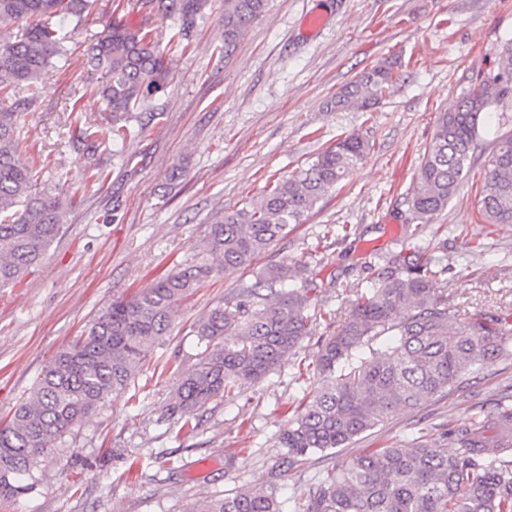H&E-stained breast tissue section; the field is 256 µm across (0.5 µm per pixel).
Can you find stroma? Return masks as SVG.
<instances>
[{
	"label": "stroma",
	"instance_id": "stroma-1",
	"mask_svg": "<svg viewBox=\"0 0 512 512\" xmlns=\"http://www.w3.org/2000/svg\"><path fill=\"white\" fill-rule=\"evenodd\" d=\"M325 19L309 36L306 17ZM224 0L198 19L183 52H167L169 78L126 140L101 155L103 185L83 182L73 144L76 114L105 104L81 66L87 45L114 16L128 29L151 24L134 0H98L82 22L65 21L68 61L39 77L36 104L21 117L20 165L46 161L40 189L74 199L46 257L15 285L0 288V422L33 388L51 357L81 336L117 297L149 287L201 256L224 210L259 197L337 138L357 133L372 149L255 268L203 283L174 312L171 333L128 389L97 408L38 458L33 492L0 512H188L201 498L238 486H267L283 454L278 437L306 394L311 362L331 329L319 314L347 307L345 286L372 284L373 253L398 247L410 220L406 196L428 148L437 112L497 71L512 36V0H271L231 55H224ZM395 58L408 74L373 109L334 111L327 100L362 72ZM506 111L486 112L470 177L425 229L445 257L440 286L461 315L512 304V226L481 223L475 206L483 163ZM291 258L317 280L312 334L262 382L199 411L182 430L168 407L179 376L204 350L192 323L255 280L258 268ZM512 395V355L464 376L413 411H399L336 455H316L280 480L283 512L308 495L337 461L372 448H411L420 439L453 450L446 438Z\"/></svg>",
	"mask_w": 512,
	"mask_h": 512
}]
</instances>
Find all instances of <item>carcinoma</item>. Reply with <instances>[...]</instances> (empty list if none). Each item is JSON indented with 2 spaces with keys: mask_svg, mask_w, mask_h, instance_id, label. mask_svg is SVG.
I'll return each instance as SVG.
<instances>
[{
  "mask_svg": "<svg viewBox=\"0 0 512 512\" xmlns=\"http://www.w3.org/2000/svg\"><path fill=\"white\" fill-rule=\"evenodd\" d=\"M96 0H0V288L19 282L43 259L65 223L72 199L60 189L34 192L35 172L15 162L17 109L36 101L41 72L67 54V34L55 18L80 19ZM211 0H137L139 9L172 21L168 43L188 47L192 29ZM269 0H224V55L267 11ZM97 74L95 93L106 105L101 120L86 121L76 141L91 160L103 146L123 140L134 111L146 106L168 76L153 31H130L118 20L85 50ZM404 79L402 65L372 67L343 86L327 106L369 110ZM25 90L28 96L16 98ZM512 100V37L499 52L498 71L437 113L432 141L406 198L409 238L448 207L472 168L483 115ZM368 139L340 138L256 201L224 211L211 226L208 258L169 272L148 288L112 303L86 334L44 366L30 395L0 423V502L32 492L36 460L101 403L126 390L142 362L168 335L175 308L205 280L246 270L288 234L293 224L336 188L369 153ZM476 207L485 224H512V133L495 137L484 163ZM306 266L284 259L260 270L255 283L191 326L205 343L196 366L182 374L171 414L193 432L196 411L279 366L311 334L308 294L319 285ZM435 260L418 248L378 256L372 287L353 294L346 313L318 342L317 386L279 436L286 449L267 487H237L205 499L192 512H282L276 482L312 455L346 448L396 411L414 410L448 391L468 372L509 354L512 310L460 317L448 306ZM392 336L389 343L379 337ZM450 456L432 442L413 448H374L327 471L294 512H512V407L449 433Z\"/></svg>",
  "mask_w": 512,
  "mask_h": 512,
  "instance_id": "obj_1",
  "label": "carcinoma"
}]
</instances>
